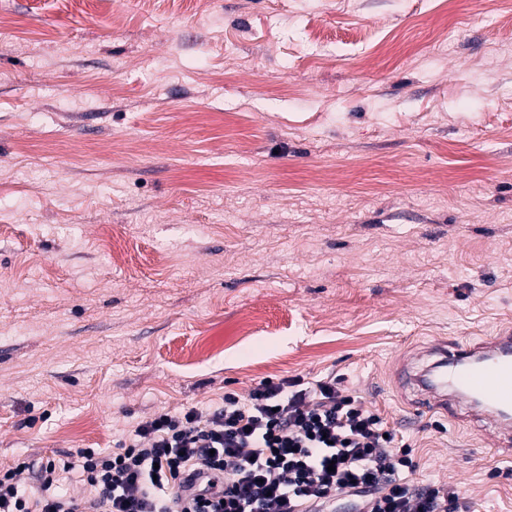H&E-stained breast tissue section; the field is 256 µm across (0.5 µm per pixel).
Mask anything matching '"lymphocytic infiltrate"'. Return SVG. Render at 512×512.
Wrapping results in <instances>:
<instances>
[{"label":"lymphocytic infiltrate","mask_w":512,"mask_h":512,"mask_svg":"<svg viewBox=\"0 0 512 512\" xmlns=\"http://www.w3.org/2000/svg\"><path fill=\"white\" fill-rule=\"evenodd\" d=\"M0 470V512H469L452 484L411 482L410 446L335 379L264 378L223 406L158 412L115 450Z\"/></svg>","instance_id":"lymphocytic-infiltrate-1"}]
</instances>
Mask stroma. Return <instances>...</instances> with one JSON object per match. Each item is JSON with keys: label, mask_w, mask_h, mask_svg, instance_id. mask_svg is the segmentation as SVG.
Returning <instances> with one entry per match:
<instances>
[{"label": "stroma", "mask_w": 512, "mask_h": 512, "mask_svg": "<svg viewBox=\"0 0 512 512\" xmlns=\"http://www.w3.org/2000/svg\"><path fill=\"white\" fill-rule=\"evenodd\" d=\"M0 16V470L332 376L512 512V450L394 379L512 328V0Z\"/></svg>", "instance_id": "35a3bbf8"}]
</instances>
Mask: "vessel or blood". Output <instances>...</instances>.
Wrapping results in <instances>:
<instances>
[{
  "instance_id": "vessel-or-blood-1",
  "label": "vessel or blood",
  "mask_w": 512,
  "mask_h": 512,
  "mask_svg": "<svg viewBox=\"0 0 512 512\" xmlns=\"http://www.w3.org/2000/svg\"><path fill=\"white\" fill-rule=\"evenodd\" d=\"M431 372L405 370L406 385L421 393L420 407L447 411L449 398L473 404L497 425L499 445L512 446V331L481 344L437 343Z\"/></svg>"
}]
</instances>
